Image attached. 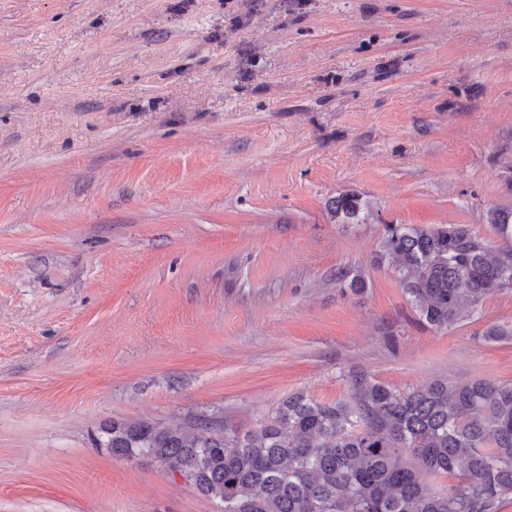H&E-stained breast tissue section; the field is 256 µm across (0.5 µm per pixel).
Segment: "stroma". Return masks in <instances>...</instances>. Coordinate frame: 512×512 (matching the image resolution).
Returning a JSON list of instances; mask_svg holds the SVG:
<instances>
[{
  "label": "stroma",
  "mask_w": 512,
  "mask_h": 512,
  "mask_svg": "<svg viewBox=\"0 0 512 512\" xmlns=\"http://www.w3.org/2000/svg\"><path fill=\"white\" fill-rule=\"evenodd\" d=\"M510 204L512 0H0V512H224L115 420L512 383V288L436 328L375 262ZM329 212L338 223H358L363 216V205L354 193H339L328 204Z\"/></svg>",
  "instance_id": "35a3bbf8"
}]
</instances>
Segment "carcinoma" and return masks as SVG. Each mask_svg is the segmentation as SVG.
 Here are the masks:
<instances>
[{
  "mask_svg": "<svg viewBox=\"0 0 512 512\" xmlns=\"http://www.w3.org/2000/svg\"><path fill=\"white\" fill-rule=\"evenodd\" d=\"M328 209L342 224L363 216L354 193ZM487 222L510 244L494 248L465 224L386 225L377 262H393L427 323L448 327L465 305L512 288V206L489 211ZM336 281L365 285L344 268ZM348 383L344 401L294 393L241 436L114 421L97 443L166 464L224 512H496L512 501V384L434 380L403 394L359 372ZM456 471L443 490L420 480Z\"/></svg>",
  "mask_w": 512,
  "mask_h": 512,
  "instance_id": "cac0c4a2",
  "label": "carcinoma"
}]
</instances>
